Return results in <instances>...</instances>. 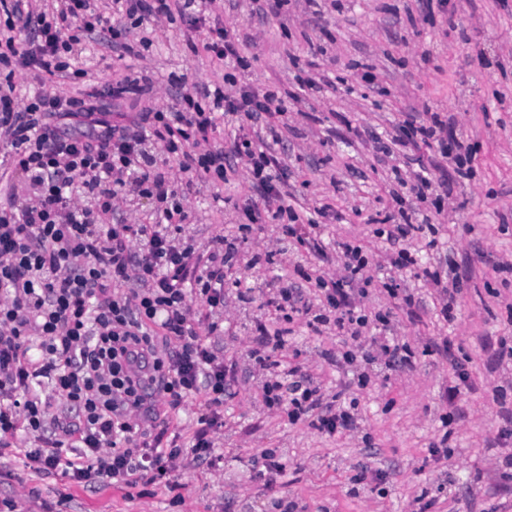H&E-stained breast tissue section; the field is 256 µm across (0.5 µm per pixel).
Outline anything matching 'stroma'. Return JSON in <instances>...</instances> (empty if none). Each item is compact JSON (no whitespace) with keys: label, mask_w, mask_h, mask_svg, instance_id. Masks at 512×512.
I'll list each match as a JSON object with an SVG mask.
<instances>
[{"label":"stroma","mask_w":512,"mask_h":512,"mask_svg":"<svg viewBox=\"0 0 512 512\" xmlns=\"http://www.w3.org/2000/svg\"><path fill=\"white\" fill-rule=\"evenodd\" d=\"M224 22L253 36L246 66L236 67L239 83L259 91H301L307 78L322 77L320 90L286 101L276 150L287 165L288 203L303 218L318 219L327 242L349 241L373 256L372 282L361 301L367 308L393 307L382 286L393 277L426 303L417 318L395 309L396 336L415 352L413 370L376 376L372 385L351 387L363 429L328 437L286 413L267 409L258 394L265 381L249 358L252 326L262 313L261 293L294 266L318 261L305 247L288 250L283 268L241 267L238 292L228 293L224 320L235 334L223 339L224 359L234 364L224 418L231 425L218 449L219 467L179 469L171 481L141 485L132 494L106 486L70 483L62 474L42 475L26 463L31 442L18 433L14 447L0 451V502L19 512H281L290 498L303 512H415L416 498L432 502L431 512H512V480L501 481V449L492 444L502 416L512 410V366L496 363L501 338L512 336V275L496 267L512 263V0H447L444 11L427 16L421 0H321L311 13L305 0H286L279 14L261 18L251 0H224ZM144 58L130 65L154 77L151 97L95 104L108 120H136L144 106L176 107L181 85H217L222 70L188 48L180 21L164 22ZM102 39L91 40L78 65L98 86L125 68ZM373 68L375 82L363 80ZM177 85H170V78ZM438 112L459 137L472 144L471 178H460L452 160L432 171V187L418 199L401 186L409 175L403 158L377 148L396 135L406 113ZM400 173H393V166ZM246 160H235L223 180L210 183L188 202L186 236L204 244L217 233L245 236L242 251L261 253L276 245L270 224H247L245 206L254 197ZM332 213L319 217L324 205ZM405 206L413 223L435 225L411 247L418 267L453 263L464 280L459 311L446 321L432 304L431 289L409 270L384 267L394 247L379 229L384 216ZM450 341L448 357L429 354L427 342ZM338 338L296 327L289 353L299 354L327 386L338 375L323 358ZM459 362L468 375L455 401L446 390ZM462 416L444 424L450 406ZM446 440L453 452L447 466L432 460L433 442ZM277 449L287 462L281 485L265 487L258 476L261 453ZM385 472L384 486L355 482L361 466Z\"/></svg>","instance_id":"obj_1"}]
</instances>
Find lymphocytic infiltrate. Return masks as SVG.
<instances>
[{
    "label": "lymphocytic infiltrate",
    "instance_id": "f902f5d3",
    "mask_svg": "<svg viewBox=\"0 0 512 512\" xmlns=\"http://www.w3.org/2000/svg\"><path fill=\"white\" fill-rule=\"evenodd\" d=\"M0 11V168L14 171L0 188V451L25 433L36 472L59 470L87 487L167 481L178 461L212 460L234 371L213 339L224 333L225 287L238 249L221 234L195 245L184 234V203L223 178L237 157L248 159L259 194L247 220L278 224L275 249L254 255L252 264L277 263L291 240L321 262L304 284L289 280L265 295L253 326L259 346L250 353L266 377L261 400L328 436L356 430L357 405L345 394L371 381L359 364L414 367L409 343L391 332L390 312L370 315L356 303L368 294L369 259L348 241L327 250L288 206L274 149L280 133L266 139L240 130L213 141L217 113L266 123L283 113L281 98L245 85L233 97L220 86L195 85L181 92L182 110L152 108L129 125L105 119L87 94L18 102L16 89L28 79L66 76L86 37L106 33L113 51L130 55L150 45L161 17L182 19L193 53L222 68L242 64L249 37L225 26L222 0H112L108 10L93 0H0ZM429 140L457 169L470 163L471 146L449 137L437 112L425 122L408 115L392 144L404 155ZM150 144L175 158L179 177L158 168ZM134 197L158 206L145 221L111 223L117 202ZM334 257L342 262L337 276L322 269ZM423 277L442 313L453 317L462 292L455 268L427 267ZM297 318L341 339L342 349L325 359L352 375V384H337L331 394L304 363L272 359ZM41 380L64 400L63 411L32 393ZM202 389L206 412L191 448L151 432Z\"/></svg>",
    "mask_w": 512,
    "mask_h": 512
}]
</instances>
